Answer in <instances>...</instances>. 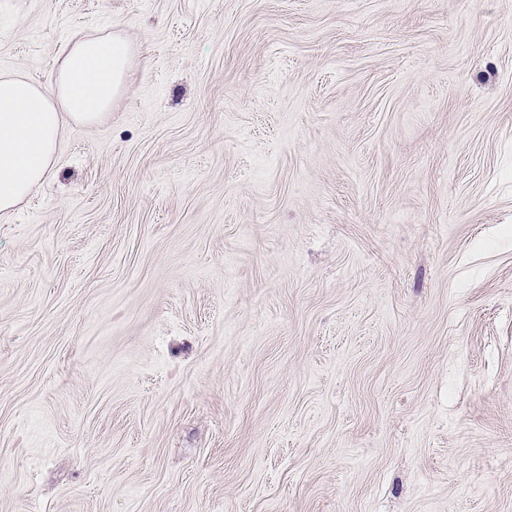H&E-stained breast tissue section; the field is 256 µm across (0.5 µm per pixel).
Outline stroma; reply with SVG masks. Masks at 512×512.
<instances>
[{
	"instance_id": "35a3bbf8",
	"label": "stroma",
	"mask_w": 512,
	"mask_h": 512,
	"mask_svg": "<svg viewBox=\"0 0 512 512\" xmlns=\"http://www.w3.org/2000/svg\"><path fill=\"white\" fill-rule=\"evenodd\" d=\"M122 32L0 216V512H512V0H14Z\"/></svg>"
}]
</instances>
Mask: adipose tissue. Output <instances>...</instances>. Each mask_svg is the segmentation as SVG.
<instances>
[{"label": "adipose tissue", "instance_id": "1", "mask_svg": "<svg viewBox=\"0 0 512 512\" xmlns=\"http://www.w3.org/2000/svg\"><path fill=\"white\" fill-rule=\"evenodd\" d=\"M130 45L117 32L74 36L52 89L21 73L0 75V215L13 212L54 168L64 133L95 125L121 95Z\"/></svg>", "mask_w": 512, "mask_h": 512}]
</instances>
